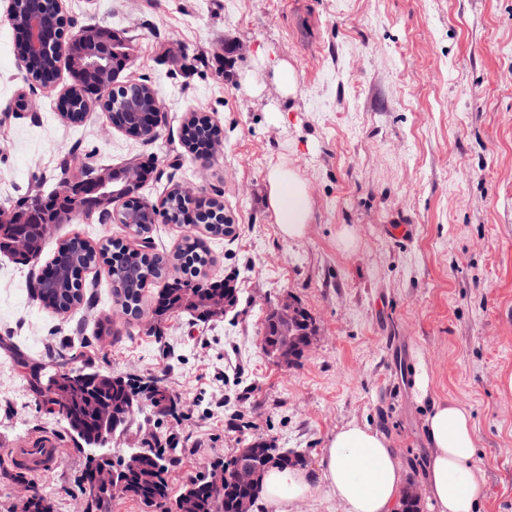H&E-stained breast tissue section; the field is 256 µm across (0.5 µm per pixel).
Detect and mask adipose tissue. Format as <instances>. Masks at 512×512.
<instances>
[{
    "instance_id": "obj_1",
    "label": "adipose tissue",
    "mask_w": 512,
    "mask_h": 512,
    "mask_svg": "<svg viewBox=\"0 0 512 512\" xmlns=\"http://www.w3.org/2000/svg\"><path fill=\"white\" fill-rule=\"evenodd\" d=\"M268 196L276 222L289 238L302 237L312 217L307 185L292 169L275 165ZM429 453L422 482L430 512H479L483 473L477 461L475 426L469 411L454 401L433 404L426 421ZM344 512H401L405 471L387 438L364 424L349 422L327 442L318 481ZM313 483L298 469L270 470L263 501L273 512L305 497Z\"/></svg>"
}]
</instances>
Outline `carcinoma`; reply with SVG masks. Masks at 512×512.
<instances>
[{"label":"carcinoma","mask_w":512,"mask_h":512,"mask_svg":"<svg viewBox=\"0 0 512 512\" xmlns=\"http://www.w3.org/2000/svg\"><path fill=\"white\" fill-rule=\"evenodd\" d=\"M113 43L115 39L108 30L88 25L81 30V36L66 40V62L74 78V85L62 97L57 108L70 122H82L87 112L90 96L103 95L104 105L112 123L131 130V111L148 112L155 105V88L148 83H130L118 87L102 84L95 75L81 70L77 63L98 51V44ZM15 51L20 61L26 64L27 79L45 82V75L55 74L59 58L56 56L32 57L25 51V45L15 43ZM220 131L206 117L189 120L183 129V140L193 146L200 141H210L219 137ZM94 168L90 167L78 154H71L62 163V175L70 179H90ZM103 211L95 197L88 195L75 202L69 198L50 194L44 200L23 211L8 207L0 208V248L11 252L14 260L22 265L38 261L45 249L39 226L46 223L63 224L81 214ZM186 206L177 192L168 194L161 208L140 202H131L124 209V225L130 230L145 235L150 232L157 217L168 224H179ZM199 222L204 224L214 237L228 233L221 210L208 209L199 214ZM23 237L27 248L19 251L15 242ZM208 250L204 241L191 234L184 237L183 244L170 258L151 254L142 249L128 247L120 240H114L106 247L95 248L89 241L74 236L63 241L53 259V274L40 277L38 287L33 292L45 308L64 312L84 301L82 273L101 264L107 266L112 281L113 294L125 306L127 312L137 314L141 310L146 285L166 276L170 266L177 265L185 273L183 278H175L167 283L162 293L163 307L154 310L156 321L174 311L190 314L198 320H209L224 314L225 289L208 281L205 276L194 272V268L206 264ZM263 346H289L296 350L306 343L305 325L283 328L277 321L267 317L262 336ZM86 389L76 395L68 393L65 376L58 370L49 375L40 389L50 410L60 415L68 424L74 439L83 443L91 442L100 433L102 422L98 406L112 407V432L126 430L132 414L127 407L142 401L151 406L169 411L173 398L169 390L160 382L150 384L134 379L110 377L100 372H87ZM258 445L251 444L238 448L231 460L221 468L203 475L186 484L175 499L178 512H251L255 501L262 492L263 479L269 468L261 470L254 484L238 486L233 481L234 471L243 465L251 466L257 460ZM141 456V468L127 478L129 495L139 500L145 512H154L169 498V487L164 477L166 460L176 453L175 448L155 447L148 444L137 449Z\"/></svg>","instance_id":"obj_1"}]
</instances>
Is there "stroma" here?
<instances>
[{
	"mask_svg": "<svg viewBox=\"0 0 512 512\" xmlns=\"http://www.w3.org/2000/svg\"><path fill=\"white\" fill-rule=\"evenodd\" d=\"M73 28L94 23L129 47L115 84L154 85L163 113L153 139L112 125L101 103L83 121L55 107L66 67L48 84L26 80L15 29L0 0V205L61 190L60 165L79 150L97 169L143 167L139 201L173 190L224 208L230 234L157 222L156 253L186 232L205 239L213 281L233 279L236 308L202 322L185 313L155 326L166 286L123 315L106 267L86 272L87 303L56 313L30 287L73 236L93 245L132 232L99 215L53 225L34 266L0 252V512L38 492L52 512H86L90 454L49 412L38 385L56 368L166 385L176 412L135 416L110 452L139 435L175 445L172 491L254 440L275 442L317 474L327 440L365 423L395 448L410 483L428 452L432 401L468 409L484 465L485 512H512V0H61ZM289 63L285 96L273 66ZM206 116L221 129L200 161L180 142ZM305 180L312 219L285 237L268 197L272 166ZM349 229L355 243L343 249ZM314 318L312 347L284 366L261 346L283 296ZM429 378L419 399L414 381ZM53 441L54 467L14 468L13 449Z\"/></svg>",
	"mask_w": 512,
	"mask_h": 512,
	"instance_id": "35a3bbf8",
	"label": "stroma"
}]
</instances>
